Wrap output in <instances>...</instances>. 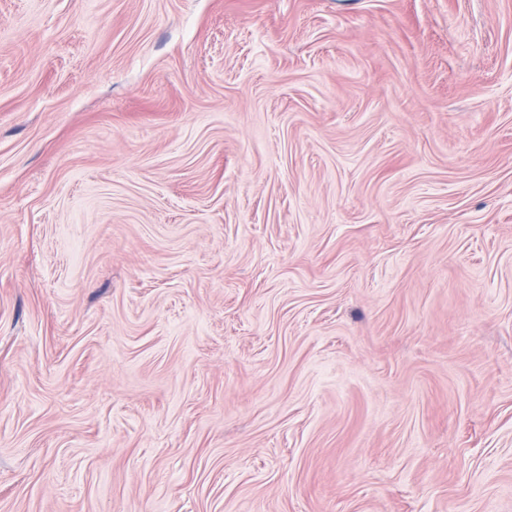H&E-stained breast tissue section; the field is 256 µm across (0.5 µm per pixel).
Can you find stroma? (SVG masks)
Returning <instances> with one entry per match:
<instances>
[{
    "label": "stroma",
    "mask_w": 512,
    "mask_h": 512,
    "mask_svg": "<svg viewBox=\"0 0 512 512\" xmlns=\"http://www.w3.org/2000/svg\"><path fill=\"white\" fill-rule=\"evenodd\" d=\"M0 512H512V0H0Z\"/></svg>",
    "instance_id": "35a3bbf8"
}]
</instances>
